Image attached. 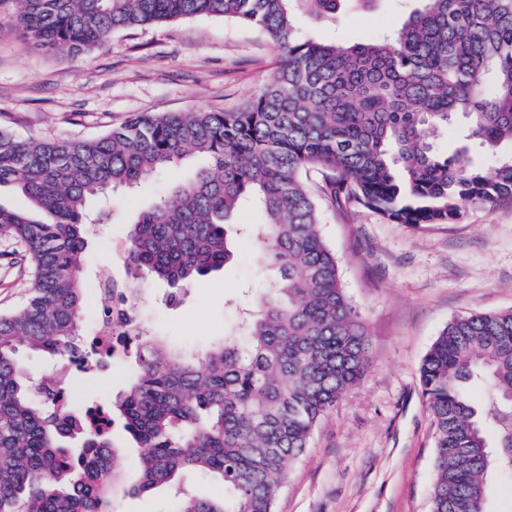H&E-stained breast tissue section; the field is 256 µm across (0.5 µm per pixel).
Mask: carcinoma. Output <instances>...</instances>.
Segmentation results:
<instances>
[{"label": "carcinoma", "instance_id": "obj_1", "mask_svg": "<svg viewBox=\"0 0 512 512\" xmlns=\"http://www.w3.org/2000/svg\"><path fill=\"white\" fill-rule=\"evenodd\" d=\"M379 0H15L17 22L44 51L89 53L112 32L197 15L257 28L279 64L232 110L137 116L90 140H19L0 131V186L32 210L0 205V238L24 246L26 304L0 315V512H112L120 421L141 448L131 489L176 490L175 512H275L287 466L325 412L364 375L369 340L321 229L320 201L364 207L397 224L447 223L463 205L512 199V0H411L401 27L368 43L299 35L295 18L334 25ZM453 115L461 145L433 139ZM499 150L487 172L471 145ZM193 156L184 182L143 208L127 237L129 282L112 287V326L131 328L138 372L105 405L108 426L63 401L62 377L34 379L22 350L100 359L82 334L86 212ZM323 172L317 191L303 176ZM247 204L256 244L277 276L234 333L189 356L133 316L141 284L178 287L235 258L232 222ZM485 383L486 400L465 393ZM435 430L431 512H487L494 471L512 474V311L454 318L420 367ZM188 473L224 486L220 499L183 487Z\"/></svg>", "mask_w": 512, "mask_h": 512}]
</instances>
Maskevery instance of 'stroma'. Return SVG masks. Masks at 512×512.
<instances>
[{
  "mask_svg": "<svg viewBox=\"0 0 512 512\" xmlns=\"http://www.w3.org/2000/svg\"><path fill=\"white\" fill-rule=\"evenodd\" d=\"M404 19L398 0L344 13L338 26L297 28L319 41L368 42ZM278 59L259 31L215 16L113 32L90 53L46 52L27 42L13 0H0V129L21 139H92L140 113L237 108L256 96ZM196 161L168 169L111 199L105 223L90 227L83 317L99 330L100 279H127L126 240L136 213L184 181ZM322 235L336 256L346 295L370 340L363 379L318 421L308 448L288 468L276 512H430L435 430L419 369L453 318L512 310V200L465 206L447 224H396L357 209L322 208ZM0 239V313L20 305L31 269ZM256 243L241 239L223 271L186 285L176 304L165 284L145 283L139 314L168 344L202 353L237 326L273 277ZM36 375L63 373L70 401L103 403L124 391L137 366L115 353L91 374L28 353ZM170 490L116 491L114 512H174Z\"/></svg>",
  "mask_w": 512,
  "mask_h": 512,
  "instance_id": "35a3bbf8",
  "label": "stroma"
}]
</instances>
